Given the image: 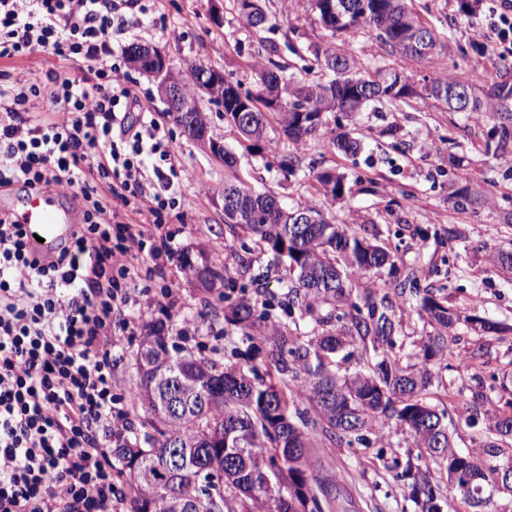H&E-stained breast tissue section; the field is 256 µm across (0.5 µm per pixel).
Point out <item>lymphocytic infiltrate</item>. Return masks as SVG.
Masks as SVG:
<instances>
[{
  "label": "lymphocytic infiltrate",
  "instance_id": "1",
  "mask_svg": "<svg viewBox=\"0 0 512 512\" xmlns=\"http://www.w3.org/2000/svg\"><path fill=\"white\" fill-rule=\"evenodd\" d=\"M130 0H0V61L50 55L86 74L0 73V189L55 186L83 200L71 247L45 265L0 213V512H116L106 436L112 327L133 301L148 241L191 179L112 47ZM137 120H130V113ZM147 211L127 224L125 211Z\"/></svg>",
  "mask_w": 512,
  "mask_h": 512
}]
</instances>
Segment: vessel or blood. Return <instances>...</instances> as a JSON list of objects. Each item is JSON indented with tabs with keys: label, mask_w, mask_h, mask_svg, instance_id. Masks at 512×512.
<instances>
[{
	"label": "vessel or blood",
	"mask_w": 512,
	"mask_h": 512,
	"mask_svg": "<svg viewBox=\"0 0 512 512\" xmlns=\"http://www.w3.org/2000/svg\"><path fill=\"white\" fill-rule=\"evenodd\" d=\"M61 189L50 186L34 192L26 205L14 213L16 223L25 227L26 247L32 254L47 258L69 241L79 218L60 203Z\"/></svg>",
	"instance_id": "b4317fda"
}]
</instances>
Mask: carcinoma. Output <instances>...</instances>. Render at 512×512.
<instances>
[{"label": "carcinoma", "instance_id": "1", "mask_svg": "<svg viewBox=\"0 0 512 512\" xmlns=\"http://www.w3.org/2000/svg\"><path fill=\"white\" fill-rule=\"evenodd\" d=\"M244 24L260 29L268 23L262 0H235ZM321 24L340 43L311 50L317 64L333 73L327 83L291 82L281 75L271 50H256L260 90L242 89L224 78V119L246 140L267 141V151L288 176L309 169L317 192L330 203L346 198L345 174L320 169L306 161L304 147L318 137L322 114L360 112L372 106L399 107L413 97L432 98L459 111L457 95L473 92L466 111L493 121L494 152L512 153V85L506 77L476 92L464 68L453 65L420 79L392 65L375 70L345 48L348 33L375 32L388 57L412 59L431 67L444 64L435 28L407 0H309ZM174 122L192 140L210 129L205 112L169 110ZM278 139L267 137L270 120ZM330 147L345 155L360 148L347 132L335 135ZM218 195L232 205L224 223L234 236H249L257 249L288 263L284 300L288 314L299 312L313 328L268 321L271 301L242 297L224 308L227 329L258 337L268 348L267 364L224 366L219 361L168 345L165 324L147 326L137 353L139 383L135 398L151 416L153 432L118 437L112 458L121 482L133 492L131 512H172L171 496L193 489L188 512H324L333 486L308 475L316 448L327 445L370 447L372 440L392 441V426L408 431L412 447L394 478L409 489L420 512H442L448 495L470 512L486 502L484 487L512 475L492 459L512 441V390L496 374L484 381L473 401L489 405L492 415L481 453L463 454L448 430L446 412L426 400L433 387L432 367L452 352V332L465 322L476 335L463 357L469 371L483 356L484 339L502 327L477 315L461 317L448 288L428 282L427 275L401 268L380 239L374 219L357 226L339 223L322 206L304 203L283 208L273 194H260L241 178L237 158L224 154V186ZM453 210L476 212L487 198L474 185L449 194ZM491 262L512 275V252L500 250ZM410 305L423 322L424 336L412 361L397 356L398 312ZM355 361L341 369L337 357ZM224 461L222 475L210 467Z\"/></svg>", "mask_w": 512, "mask_h": 512}]
</instances>
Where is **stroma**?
<instances>
[{
    "label": "stroma",
    "instance_id": "1",
    "mask_svg": "<svg viewBox=\"0 0 512 512\" xmlns=\"http://www.w3.org/2000/svg\"><path fill=\"white\" fill-rule=\"evenodd\" d=\"M220 6L223 18L214 21L212 8ZM150 0L148 13L127 10V44L150 45L166 54L175 66L196 61L223 70L243 88L256 90L258 75L253 67V46L265 41L278 50L276 59L284 75L293 80H320L319 69L304 71L298 51L309 44L322 47L333 41L331 33L318 22L308 0H269V23L261 31L240 22L231 0ZM490 0H479L471 14L459 10V0H415L413 7L423 19L434 24L441 34L447 60L466 55L469 81L477 87L493 82L499 57L487 51L480 38L486 29ZM129 76L150 101L153 118L170 133L182 165L193 174L180 197V217L167 229L173 235L170 251L160 253L166 280L135 279L137 296L127 311V327L112 330V392L119 408L128 415V433H138L146 414L134 402L137 381L136 354L144 325L163 321L171 342L195 354L243 363L251 343L244 337L225 334L224 306L227 299L251 298L260 294L278 295L283 268L272 265L269 254L245 253L241 240L227 237L222 204L214 200L224 183V168L199 144L191 140L168 115L166 103L158 96L155 80L138 71ZM210 126L225 146L236 154L240 173L259 192L278 194L282 204L294 207L316 197L310 172L284 177L267 159L257 154L250 142L240 137L224 121L223 113L209 111ZM399 128L407 150L395 149L389 134ZM490 121L469 113L448 111L432 99H419L395 110H365L347 116L328 115L321 128V140L309 141L308 156L320 167L338 169L352 183V193L333 210L339 221L359 222L373 218L383 237L398 248L399 266L434 270L435 284H450L453 302L461 311L477 309L479 315L505 326L501 338L492 341L475 373L457 368L458 355L469 350L474 337L466 325H458L457 344L446 364L435 366L436 393H449V413L456 430L457 448L474 451L486 418L477 426L466 421L464 404L476 389V375L501 371L512 375V282L506 281L492 266L489 256L498 250H512V226L502 218L512 211V156L489 150ZM353 130L362 139V149L354 155L333 154L322 149V139L339 129ZM465 155L464 167L448 164L449 153ZM472 182L490 197L479 213L453 210L448 193L463 182ZM459 225L464 236L457 241L441 239L440 231ZM249 255L248 268L239 258ZM456 262V277L446 278L449 262ZM210 267L227 270L239 284L230 291L216 283L205 291L196 278L197 270ZM170 297L164 305L154 298L162 290ZM316 458L322 475L335 483L336 500L329 512H419L408 498L407 488L393 478V449L381 442L371 447L320 448Z\"/></svg>",
    "mask_w": 512,
    "mask_h": 512
}]
</instances>
